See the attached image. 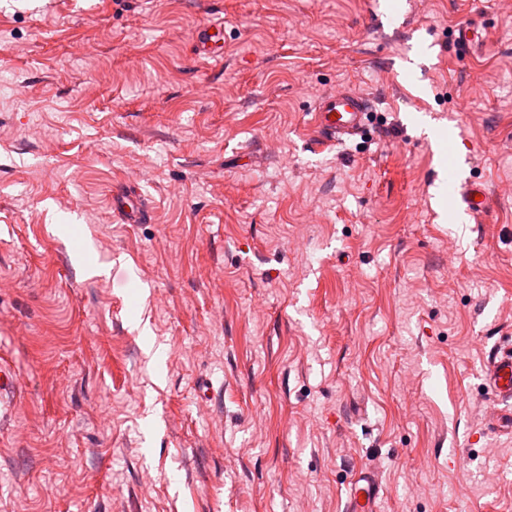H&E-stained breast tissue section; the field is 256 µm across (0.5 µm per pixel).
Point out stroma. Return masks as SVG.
Masks as SVG:
<instances>
[{
	"label": "stroma",
	"instance_id": "1",
	"mask_svg": "<svg viewBox=\"0 0 512 512\" xmlns=\"http://www.w3.org/2000/svg\"><path fill=\"white\" fill-rule=\"evenodd\" d=\"M511 343L507 0H0V512H512ZM195 52L199 58H217L224 55V24L201 26L195 37ZM452 45L459 53L469 55L485 48L484 30L471 23L459 25L453 31ZM371 109L369 98L347 89L322 96L315 110L318 138L338 142L362 133ZM461 207L471 218H477L486 212L488 208V198L485 188L480 183H470L462 186ZM475 196H480L479 201H475ZM115 206L128 224H141L149 220L148 213L129 196L117 195ZM486 387L501 402L512 404V345L495 349L485 369ZM347 490L344 512H379L382 486L374 469L364 467L355 471Z\"/></svg>",
	"mask_w": 512,
	"mask_h": 512
}]
</instances>
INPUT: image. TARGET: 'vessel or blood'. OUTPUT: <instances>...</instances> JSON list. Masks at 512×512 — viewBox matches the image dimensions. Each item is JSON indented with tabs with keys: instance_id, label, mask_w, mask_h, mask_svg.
Segmentation results:
<instances>
[{
	"instance_id": "vessel-or-blood-1",
	"label": "vessel or blood",
	"mask_w": 512,
	"mask_h": 512,
	"mask_svg": "<svg viewBox=\"0 0 512 512\" xmlns=\"http://www.w3.org/2000/svg\"><path fill=\"white\" fill-rule=\"evenodd\" d=\"M484 31L471 23L459 25L453 31L452 45L468 55L485 48ZM195 52L201 58H217L224 54V26L209 23L199 28L195 37ZM372 103L366 96L347 89L324 95L315 110L316 133L326 142H338L362 133ZM115 206L126 222L141 224L148 214L129 196L120 195ZM461 206L472 218L488 208L482 184L470 183L461 190ZM485 380L488 389L501 402H512V345L495 349L487 362ZM382 486L377 472L369 467L358 469L347 483L344 512H379Z\"/></svg>"
}]
</instances>
